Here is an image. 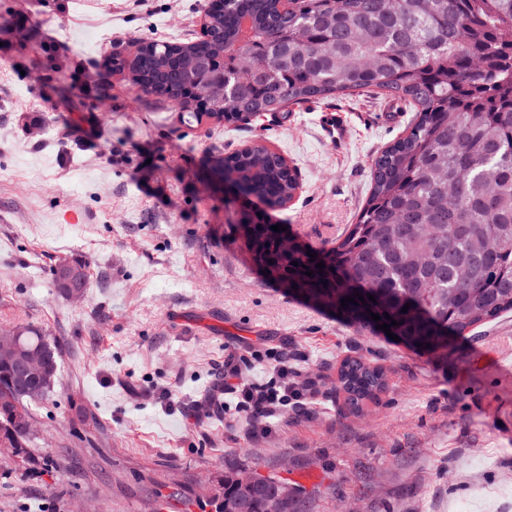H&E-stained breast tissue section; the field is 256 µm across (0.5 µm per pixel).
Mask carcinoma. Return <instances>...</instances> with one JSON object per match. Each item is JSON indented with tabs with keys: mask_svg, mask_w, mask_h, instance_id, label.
Instances as JSON below:
<instances>
[{
	"mask_svg": "<svg viewBox=\"0 0 512 512\" xmlns=\"http://www.w3.org/2000/svg\"><path fill=\"white\" fill-rule=\"evenodd\" d=\"M209 15L211 38L146 41L132 66L115 57L110 67L130 68L133 81H149L151 94L172 100L196 89L190 59L222 64L224 101L200 97L216 116H256L367 89L415 112L408 133L372 161L357 223L328 247L288 255L270 279L364 329L390 317L391 332L422 353L446 351L449 336L512 311V0H293L286 11L276 0H211ZM277 56L287 63L263 68ZM236 59L258 71L252 86L238 81ZM218 164L270 208L298 188L285 158L268 150L238 151ZM450 184L459 187L451 201ZM357 292L375 301L341 306ZM13 330L46 364L26 384L11 361H0V446L25 454L31 404L54 389L60 354L41 330ZM386 387L384 370L361 358L338 368L336 392L350 413ZM254 476L230 473L224 497H248L249 512H265L275 486L253 488Z\"/></svg>",
	"mask_w": 512,
	"mask_h": 512,
	"instance_id": "cac0c4a2",
	"label": "carcinoma"
}]
</instances>
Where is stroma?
I'll return each mask as SVG.
<instances>
[{"label":"stroma","mask_w":512,"mask_h":512,"mask_svg":"<svg viewBox=\"0 0 512 512\" xmlns=\"http://www.w3.org/2000/svg\"><path fill=\"white\" fill-rule=\"evenodd\" d=\"M209 2L0 0V329L30 325L60 352L29 456L0 450V512H215L231 467L288 479L309 512H512V313L420 354L266 280L235 231L260 210L331 245L408 106L363 93L198 120L110 69L140 40L200 38ZM248 145L297 169L287 205L226 193L215 163ZM63 260L86 266L81 297L54 284ZM228 345L257 380L288 351L312 403L258 437L232 400L191 420ZM349 356L388 377L360 415L336 393Z\"/></svg>","instance_id":"stroma-1"}]
</instances>
